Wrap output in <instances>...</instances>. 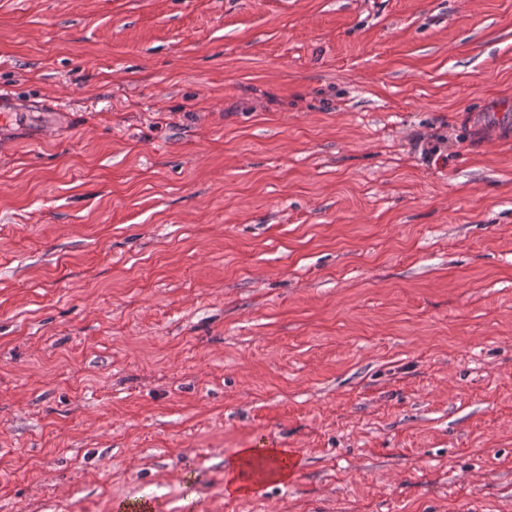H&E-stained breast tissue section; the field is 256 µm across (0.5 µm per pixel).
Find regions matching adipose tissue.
I'll use <instances>...</instances> for the list:
<instances>
[{
  "label": "adipose tissue",
  "mask_w": 512,
  "mask_h": 512,
  "mask_svg": "<svg viewBox=\"0 0 512 512\" xmlns=\"http://www.w3.org/2000/svg\"><path fill=\"white\" fill-rule=\"evenodd\" d=\"M294 471L293 463L282 449L268 448L258 453L243 448L226 473L224 494L231 498L243 497L258 484L290 480Z\"/></svg>",
  "instance_id": "ef3b65f1"
}]
</instances>
